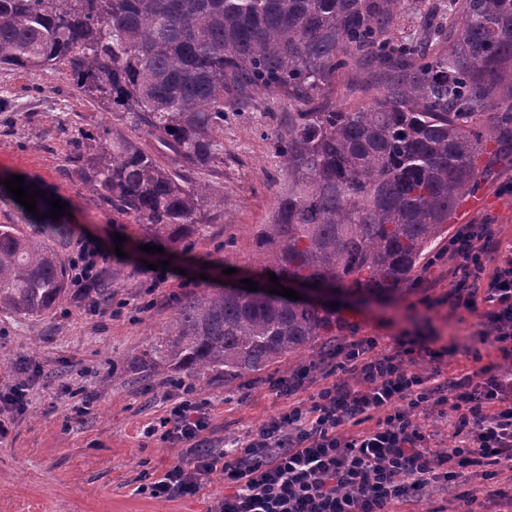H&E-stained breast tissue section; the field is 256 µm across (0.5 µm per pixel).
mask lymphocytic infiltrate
Returning a JSON list of instances; mask_svg holds the SVG:
<instances>
[{
	"label": "lymphocytic infiltrate",
	"instance_id": "1",
	"mask_svg": "<svg viewBox=\"0 0 512 512\" xmlns=\"http://www.w3.org/2000/svg\"><path fill=\"white\" fill-rule=\"evenodd\" d=\"M497 243L467 227L448 247L455 281L452 307L481 309L478 336L512 345V249L489 265ZM111 257L99 240L81 237L70 259L78 287L100 280ZM346 377L258 431L232 450L205 447L209 418L192 389L178 395L148 435L181 447V459L139 492L156 499L199 493L214 478L233 484L215 512H392L396 503L450 486L458 470L512 467V373L488 367L462 377L422 375L402 351L380 353L370 340L339 349ZM436 414L453 447H431L417 425ZM358 430L343 434L342 426Z\"/></svg>",
	"mask_w": 512,
	"mask_h": 512
}]
</instances>
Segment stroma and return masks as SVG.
I'll return each instance as SVG.
<instances>
[{
	"label": "stroma",
	"instance_id": "35a3bbf8",
	"mask_svg": "<svg viewBox=\"0 0 512 512\" xmlns=\"http://www.w3.org/2000/svg\"><path fill=\"white\" fill-rule=\"evenodd\" d=\"M56 85L47 72L0 69V99L16 123L11 133L0 128V224L35 223L37 214L50 212L51 194L67 203L68 214L60 219L67 235L57 247L71 257L78 238L89 234L113 252L102 280L116 312H102L75 286L63 304L39 319L0 312V370L29 383L24 411L13 413L9 434L0 439V512H213L231 491L220 479L193 496L155 499L138 493L139 485L159 477L181 451L145 434L167 408L165 379L129 365L161 337L187 297L244 279L266 282L254 234L268 222L285 174L265 133L287 123L288 104L269 97L246 111L227 113L217 135L224 162L204 176L212 193L223 198L224 212L200 233L165 246L171 271L168 281L156 286L141 268L146 261L159 263L161 255L145 253L144 238L130 220L113 216L65 160L80 131L97 132L109 116L96 101L72 98L68 122L59 125ZM14 175L37 189V213L6 191L3 181ZM467 224L487 225L495 239L512 243V145H501L480 176L478 192L460 203L450 230L415 269L408 289L363 302L350 293L337 295L338 326L329 344L275 363L261 377L230 384L212 372L202 377L195 393L208 404L212 447L224 448L287 411L288 398L272 389L277 380L308 370L298 393L304 400L342 379L330 365L337 347L357 339H374L383 351L395 349L401 339L414 342L412 356L426 374L471 373L489 365L512 369V351L480 343L479 313L448 303V243ZM118 234L124 235L123 244L115 243ZM118 246L123 256L115 255ZM498 489L512 490V469H497L487 478L462 469L452 493L436 491L397 505L396 512H501Z\"/></svg>",
	"mask_w": 512,
	"mask_h": 512
}]
</instances>
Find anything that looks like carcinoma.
<instances>
[{"label":"carcinoma","instance_id":"carcinoma-1","mask_svg":"<svg viewBox=\"0 0 512 512\" xmlns=\"http://www.w3.org/2000/svg\"><path fill=\"white\" fill-rule=\"evenodd\" d=\"M405 0H0V69L47 71L112 102V124L68 161L112 214L177 244L224 209L200 175L227 112L276 96L286 180L256 234L284 283L393 295L512 139V0H432L394 37ZM370 63L366 101L336 81ZM148 136L154 149L142 146ZM63 228L0 224V312L39 318L68 295ZM316 306L242 287L181 302L139 369L224 382L298 356L336 325Z\"/></svg>","mask_w":512,"mask_h":512}]
</instances>
